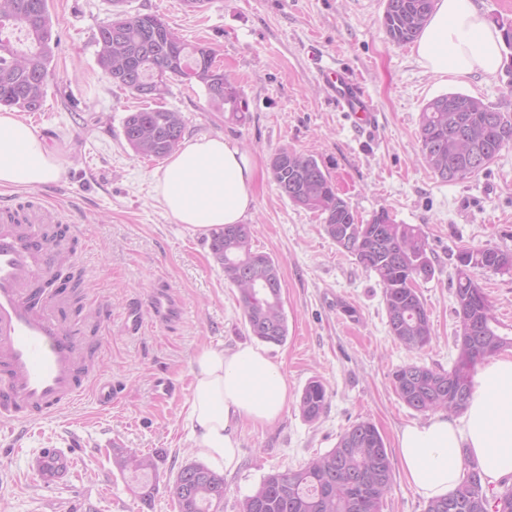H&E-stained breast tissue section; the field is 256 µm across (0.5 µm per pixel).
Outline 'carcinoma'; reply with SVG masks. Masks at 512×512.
<instances>
[{"label": "carcinoma", "instance_id": "cac0c4a2", "mask_svg": "<svg viewBox=\"0 0 512 512\" xmlns=\"http://www.w3.org/2000/svg\"><path fill=\"white\" fill-rule=\"evenodd\" d=\"M109 2L111 19L99 26L96 35L97 63L112 83L154 102L128 113L123 121V136L136 154L164 159L182 142L184 117L163 105L172 79L202 86L209 106L217 110L235 118L244 114L240 89L225 83L224 75L213 68V48L187 43L157 14H131L120 8L123 0ZM433 8L434 0H386L382 25L389 40L396 45L414 41ZM55 48L47 0H0V107L41 109ZM418 142L434 176L443 169L457 172L459 179L474 176L512 145V116L466 94H443L422 107ZM269 168L280 193L294 205L324 215L326 234L336 242L350 241L347 251L376 275L395 339L409 350L429 346L433 325L418 290L409 286L419 277L428 280L434 275L428 242L417 226L398 224L385 210L366 223L359 221L311 155L281 148L271 156ZM251 239V225L227 224L212 236L210 251L224 280L239 293L252 336L281 345L288 325L279 265L270 255L252 249ZM500 254L504 251L468 247L458 255L452 276L459 323L457 366L483 362L512 348V338L499 335L493 327L492 304L471 277V269L490 268ZM258 268L264 272V282L246 287L245 281ZM392 385L401 401L420 413L462 414L472 392L469 379L461 404L451 406L457 390L451 372L416 363L396 369ZM326 402L325 385L311 380L302 389L298 409L312 422ZM113 460L120 470L145 477L156 468L150 453L117 448ZM392 482V462L382 436L375 425L361 421L341 435L336 448L305 466L264 476L241 501L240 512H380ZM169 492L178 512H217L224 502V475L190 462L179 470ZM426 512H512V489L487 495L477 463L466 457L455 492L429 500Z\"/></svg>", "mask_w": 512, "mask_h": 512}]
</instances>
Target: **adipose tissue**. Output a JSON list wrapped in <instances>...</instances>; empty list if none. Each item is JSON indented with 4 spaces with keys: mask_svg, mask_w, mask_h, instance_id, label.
<instances>
[{
    "mask_svg": "<svg viewBox=\"0 0 512 512\" xmlns=\"http://www.w3.org/2000/svg\"><path fill=\"white\" fill-rule=\"evenodd\" d=\"M502 35L475 0H436L416 42L418 62L440 78L496 76ZM65 170L41 135L16 112L0 109V187L23 190L62 179ZM258 167L229 140L201 137L183 143L154 176L155 191L177 223L204 237L240 223L255 203ZM187 420L198 456L211 467L232 466L237 431L262 427L284 413L290 399L281 368L259 347L199 349L190 363ZM404 475L417 493L451 494L463 477L459 449L476 459L485 481L512 475V355L477 366L462 420L437 414L405 426L397 436Z\"/></svg>",
    "mask_w": 512,
    "mask_h": 512,
    "instance_id": "ef3b65f1",
    "label": "adipose tissue"
}]
</instances>
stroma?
Here are the masks:
<instances>
[{"label":"stroma","instance_id":"obj_1","mask_svg":"<svg viewBox=\"0 0 512 512\" xmlns=\"http://www.w3.org/2000/svg\"><path fill=\"white\" fill-rule=\"evenodd\" d=\"M58 40L48 92L36 124L66 168L39 186L46 204L79 225L89 298L112 308L101 336L100 374L112 382L111 407L94 390L54 416L24 424L0 421V512H178L169 488L185 464L197 461L185 405L190 362L201 347L232 350L251 341L239 295L224 279L208 239L186 230L154 192L163 163L143 159L122 134L127 113L143 102L112 84L96 62L94 41L111 13L109 0H47ZM384 0H208L192 12L182 0H125L130 13L161 15L188 43L213 47L247 104V119L211 108L204 89L171 82L164 98L186 121V138L221 136L259 165L256 202L246 221L252 246L278 261L288 322L283 345H266L292 396L275 422L239 427L240 451L225 468L224 512H238L265 475L297 469L335 448L360 421L373 423L390 458L397 434L428 416L408 408L392 386L400 366L450 369L457 358L451 277L465 247L512 252V147L479 175L437 179L419 153L424 104L458 92L512 115V76L443 81L423 68L412 45L392 44L381 25ZM346 69L376 108L365 132L326 96L311 60ZM287 147L313 156L361 221L385 210L396 223L417 226L434 262L416 287L434 336L420 351L391 335L377 277L323 229L317 213L294 206L272 181L269 160ZM474 281L493 305L497 331L512 336V269L476 268ZM169 290L181 319L145 322L132 332V312H146L156 289ZM166 378L171 392L155 390ZM320 380L327 408L306 421L296 404L303 387ZM156 456L158 489L151 502L138 480L113 463L114 448ZM54 453L65 474L44 479L37 463Z\"/></svg>","mask_w":512,"mask_h":512}]
</instances>
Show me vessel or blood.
Masks as SVG:
<instances>
[{
    "label": "vessel or blood",
    "mask_w": 512,
    "mask_h": 512,
    "mask_svg": "<svg viewBox=\"0 0 512 512\" xmlns=\"http://www.w3.org/2000/svg\"><path fill=\"white\" fill-rule=\"evenodd\" d=\"M328 98L360 127L375 122V108L359 81L342 68L319 72ZM78 225H66L62 238L45 235L34 216L0 209V418L25 423L55 415L94 388L100 405L112 404V383L101 379L99 347L89 323H104L111 308L98 303L92 321L68 313L65 277L81 258L71 248ZM149 309L156 321L178 320L182 309L167 290L155 291Z\"/></svg>",
    "instance_id": "b4317fda"
}]
</instances>
